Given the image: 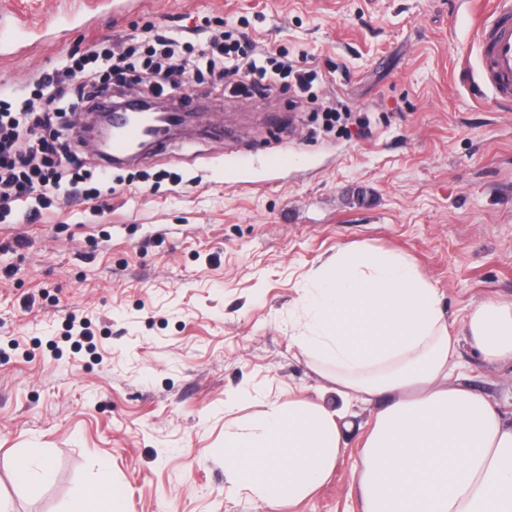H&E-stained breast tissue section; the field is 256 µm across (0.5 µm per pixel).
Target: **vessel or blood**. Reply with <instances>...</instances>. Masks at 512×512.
I'll list each match as a JSON object with an SVG mask.
<instances>
[{"instance_id":"b4317fda","label":"vessel or blood","mask_w":512,"mask_h":512,"mask_svg":"<svg viewBox=\"0 0 512 512\" xmlns=\"http://www.w3.org/2000/svg\"><path fill=\"white\" fill-rule=\"evenodd\" d=\"M481 46L478 83L491 92L499 103L512 102V0H492L477 24ZM120 136L111 141L105 156L115 162L135 163L140 159L136 148L149 142L164 144L166 132L162 124L152 125L124 119Z\"/></svg>"}]
</instances>
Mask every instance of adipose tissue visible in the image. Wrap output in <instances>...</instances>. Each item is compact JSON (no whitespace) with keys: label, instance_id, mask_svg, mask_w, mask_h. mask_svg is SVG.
Instances as JSON below:
<instances>
[{"label":"adipose tissue","instance_id":"adipose-tissue-1","mask_svg":"<svg viewBox=\"0 0 512 512\" xmlns=\"http://www.w3.org/2000/svg\"><path fill=\"white\" fill-rule=\"evenodd\" d=\"M301 349L331 365L338 405L270 404L224 439L237 490L268 502L310 496L345 444L344 407H376L354 485L362 512H512V418L460 382L468 343L512 362V301L478 304L451 329L437 288L399 256L339 250L303 297Z\"/></svg>","mask_w":512,"mask_h":512}]
</instances>
